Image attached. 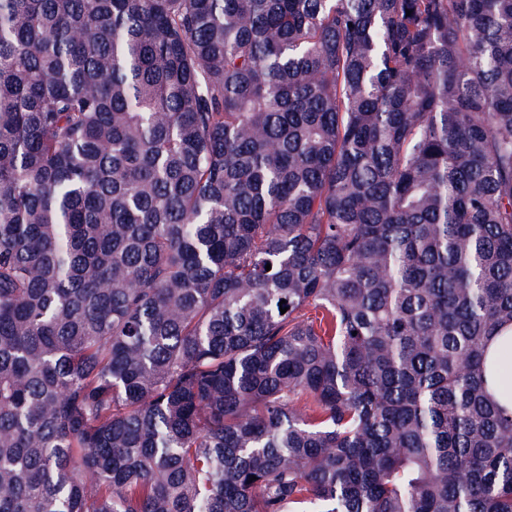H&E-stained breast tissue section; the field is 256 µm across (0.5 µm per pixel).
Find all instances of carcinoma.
<instances>
[{
  "instance_id": "obj_1",
  "label": "carcinoma",
  "mask_w": 512,
  "mask_h": 512,
  "mask_svg": "<svg viewBox=\"0 0 512 512\" xmlns=\"http://www.w3.org/2000/svg\"><path fill=\"white\" fill-rule=\"evenodd\" d=\"M507 326L512 0H0V512H512ZM511 335V336H510ZM509 349L512 355V327L492 336L487 349L486 374L488 377V394L497 403L512 407V362L511 368L496 371L495 359Z\"/></svg>"
}]
</instances>
